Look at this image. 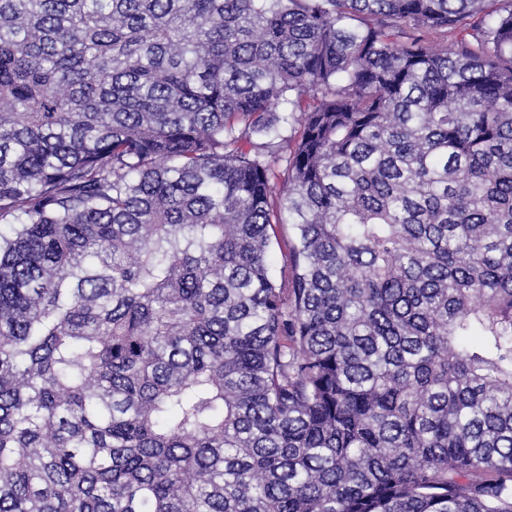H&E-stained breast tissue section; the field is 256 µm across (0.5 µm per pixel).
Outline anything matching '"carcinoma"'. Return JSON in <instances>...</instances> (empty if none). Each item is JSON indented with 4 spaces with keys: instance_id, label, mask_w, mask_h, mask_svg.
<instances>
[{
    "instance_id": "obj_1",
    "label": "carcinoma",
    "mask_w": 512,
    "mask_h": 512,
    "mask_svg": "<svg viewBox=\"0 0 512 512\" xmlns=\"http://www.w3.org/2000/svg\"><path fill=\"white\" fill-rule=\"evenodd\" d=\"M2 225L0 512H512V0H0Z\"/></svg>"
}]
</instances>
